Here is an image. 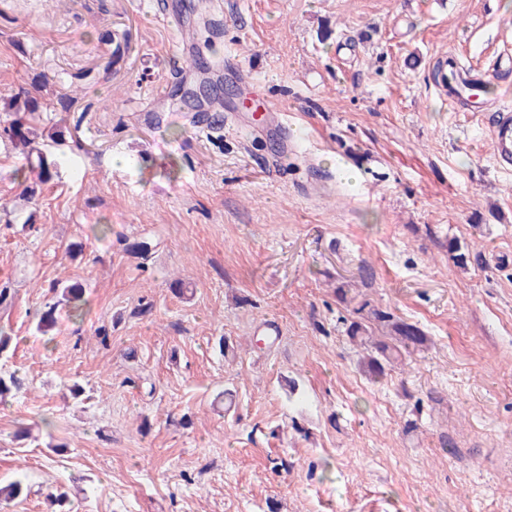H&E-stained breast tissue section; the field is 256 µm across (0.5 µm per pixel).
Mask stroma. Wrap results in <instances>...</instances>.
<instances>
[{
	"mask_svg": "<svg viewBox=\"0 0 512 512\" xmlns=\"http://www.w3.org/2000/svg\"><path fill=\"white\" fill-rule=\"evenodd\" d=\"M508 51L512 0H0V102L86 87L34 200L0 139V481L30 489L0 512H512V173L430 79ZM58 282L82 310L43 335ZM364 302L427 338L376 383Z\"/></svg>",
	"mask_w": 512,
	"mask_h": 512,
	"instance_id": "35a3bbf8",
	"label": "stroma"
}]
</instances>
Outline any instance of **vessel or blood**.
Returning a JSON list of instances; mask_svg holds the SVG:
<instances>
[{
  "mask_svg": "<svg viewBox=\"0 0 512 512\" xmlns=\"http://www.w3.org/2000/svg\"><path fill=\"white\" fill-rule=\"evenodd\" d=\"M512 72V57L499 58L492 70L474 73L464 69L449 70L447 61L433 66L430 77L438 94L453 111H482L481 90L491 85L499 75ZM488 128L495 166L504 171L512 170V104L501 103L495 112L488 114Z\"/></svg>",
  "mask_w": 512,
  "mask_h": 512,
  "instance_id": "1",
  "label": "vessel or blood"
}]
</instances>
